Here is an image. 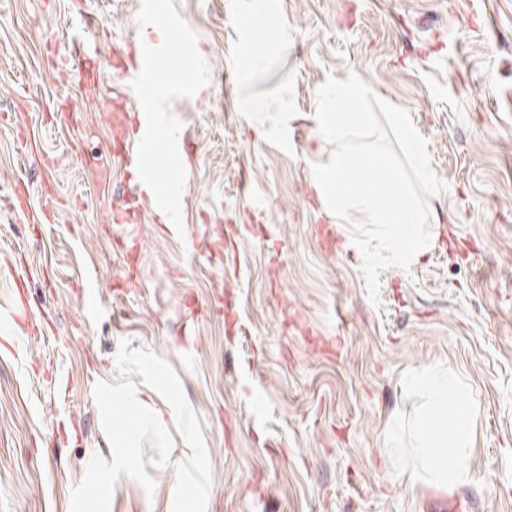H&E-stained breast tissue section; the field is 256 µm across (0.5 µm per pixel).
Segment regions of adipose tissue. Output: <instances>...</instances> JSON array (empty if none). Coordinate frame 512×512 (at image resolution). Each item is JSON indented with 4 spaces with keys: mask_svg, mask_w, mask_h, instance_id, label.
<instances>
[{
    "mask_svg": "<svg viewBox=\"0 0 512 512\" xmlns=\"http://www.w3.org/2000/svg\"><path fill=\"white\" fill-rule=\"evenodd\" d=\"M239 8L252 19L238 59V75L244 81L279 52L288 28L272 0H241ZM419 386L427 397V410L410 427V454L400 473L433 485L461 484L468 478L465 458L472 443L475 407L470 399L458 395L447 373L430 374Z\"/></svg>",
    "mask_w": 512,
    "mask_h": 512,
    "instance_id": "1",
    "label": "adipose tissue"
}]
</instances>
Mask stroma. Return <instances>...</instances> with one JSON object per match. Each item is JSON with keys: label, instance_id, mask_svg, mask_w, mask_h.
<instances>
[{"label": "stroma", "instance_id": "obj_1", "mask_svg": "<svg viewBox=\"0 0 512 512\" xmlns=\"http://www.w3.org/2000/svg\"><path fill=\"white\" fill-rule=\"evenodd\" d=\"M281 54L238 79L250 24L236 0H0V340L12 277L33 312L0 343V512H70L93 456L111 459L93 390L121 382L122 340L170 363L211 462L207 512H427L448 495L512 512V0H275ZM162 45L177 71L137 177L112 153L134 109L118 59ZM359 75L404 108L447 189L431 244L367 298L355 227L316 194L333 150L315 122L328 76ZM248 97L288 99L274 135ZM101 162L87 166L82 156ZM174 201L198 246L162 232L143 202L115 226L135 181ZM34 188L25 211L20 184ZM445 369L477 416L467 482L400 476L383 448L422 410L414 374ZM123 476L110 512H171L177 465Z\"/></svg>", "mask_w": 512, "mask_h": 512}]
</instances>
